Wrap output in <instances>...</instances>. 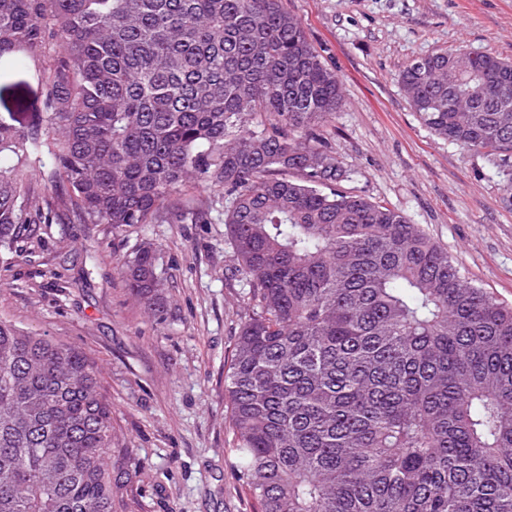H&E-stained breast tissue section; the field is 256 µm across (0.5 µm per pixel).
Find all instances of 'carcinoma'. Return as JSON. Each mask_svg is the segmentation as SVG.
<instances>
[{
	"mask_svg": "<svg viewBox=\"0 0 512 512\" xmlns=\"http://www.w3.org/2000/svg\"><path fill=\"white\" fill-rule=\"evenodd\" d=\"M11 52L49 65L37 119L0 122V259L61 214L115 233L223 215L254 301L224 391L259 512H512V307L336 190L319 126L342 82L282 0H0ZM399 82L512 184V61L437 52ZM121 276L163 314L150 246ZM129 460L95 363L0 319V512H134Z\"/></svg>",
	"mask_w": 512,
	"mask_h": 512,
	"instance_id": "cac0c4a2",
	"label": "carcinoma"
}]
</instances>
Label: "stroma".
Segmentation results:
<instances>
[{"label": "stroma", "instance_id": "obj_1", "mask_svg": "<svg viewBox=\"0 0 512 512\" xmlns=\"http://www.w3.org/2000/svg\"><path fill=\"white\" fill-rule=\"evenodd\" d=\"M343 101L322 128L348 173L341 191L398 209L472 282L512 305V192L488 156L423 125L398 81L417 57L490 51L512 60V0H282ZM49 61L0 60L39 110ZM151 244L168 279L148 315L120 274ZM223 224L40 225L0 263V318L81 348L95 362L128 448L136 512H255L235 466L224 376L250 290Z\"/></svg>", "mask_w": 512, "mask_h": 512}]
</instances>
